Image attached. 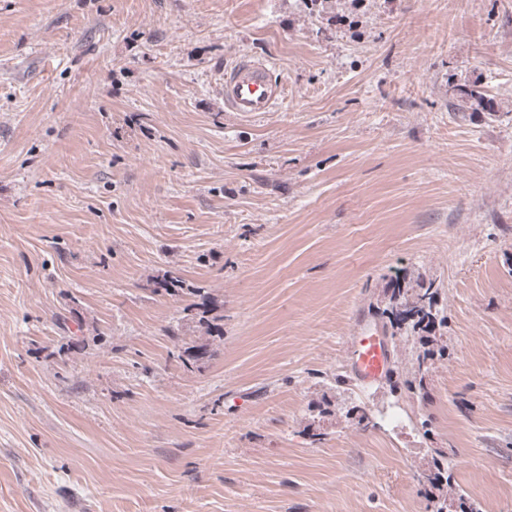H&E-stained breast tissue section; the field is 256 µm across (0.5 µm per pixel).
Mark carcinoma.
Instances as JSON below:
<instances>
[{
    "instance_id": "carcinoma-1",
    "label": "carcinoma",
    "mask_w": 512,
    "mask_h": 512,
    "mask_svg": "<svg viewBox=\"0 0 512 512\" xmlns=\"http://www.w3.org/2000/svg\"><path fill=\"white\" fill-rule=\"evenodd\" d=\"M485 105L484 93L476 88L464 91L460 99L453 104L455 116L464 119L466 112L475 106ZM438 291L435 284L413 288L406 284L405 279L397 276L391 280L390 295L386 306L374 307L375 314L382 321L383 328L388 332L391 340L393 355H398L400 342L403 339L401 331L405 330L410 335H425L437 327L446 324L445 317L439 315L434 307V297ZM185 311L190 313V321L206 329L207 333L215 336L221 334L220 325L216 324L217 318L211 316L212 309L206 302L196 306H188ZM430 355L417 353L412 363L403 366L399 361H394L393 376L385 380L390 392H401L409 398L423 399L426 395L425 380L430 372ZM434 468L420 476V481L432 486L444 483L451 485V469L453 463L441 450L435 451Z\"/></svg>"
}]
</instances>
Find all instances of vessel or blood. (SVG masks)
<instances>
[{"instance_id":"1","label":"vessel or blood","mask_w":512,"mask_h":512,"mask_svg":"<svg viewBox=\"0 0 512 512\" xmlns=\"http://www.w3.org/2000/svg\"><path fill=\"white\" fill-rule=\"evenodd\" d=\"M283 95L282 87L269 79L267 64L241 59L224 79V100L234 112L271 111ZM348 369L359 384L369 386L386 377L394 358L385 339L361 331L347 340Z\"/></svg>"}]
</instances>
